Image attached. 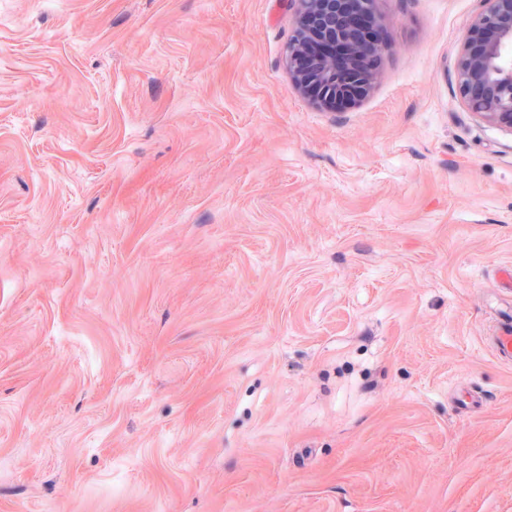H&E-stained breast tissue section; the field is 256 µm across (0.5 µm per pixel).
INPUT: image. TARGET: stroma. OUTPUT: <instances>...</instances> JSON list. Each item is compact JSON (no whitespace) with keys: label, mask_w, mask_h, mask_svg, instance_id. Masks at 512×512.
I'll use <instances>...</instances> for the list:
<instances>
[{"label":"stroma","mask_w":512,"mask_h":512,"mask_svg":"<svg viewBox=\"0 0 512 512\" xmlns=\"http://www.w3.org/2000/svg\"><path fill=\"white\" fill-rule=\"evenodd\" d=\"M480 6L380 0L335 111L290 0H0V512H512Z\"/></svg>","instance_id":"stroma-1"}]
</instances>
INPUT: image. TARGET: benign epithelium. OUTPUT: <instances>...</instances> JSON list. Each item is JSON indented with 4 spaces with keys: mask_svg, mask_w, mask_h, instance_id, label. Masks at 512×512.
I'll use <instances>...</instances> for the list:
<instances>
[{
    "mask_svg": "<svg viewBox=\"0 0 512 512\" xmlns=\"http://www.w3.org/2000/svg\"><path fill=\"white\" fill-rule=\"evenodd\" d=\"M296 35L285 55L295 88L317 105L361 101L377 73L373 59L385 44L360 26L383 28L379 0H292ZM457 86L466 108L479 119L512 131V0H481L462 41Z\"/></svg>",
    "mask_w": 512,
    "mask_h": 512,
    "instance_id": "1",
    "label": "benign epithelium"
}]
</instances>
